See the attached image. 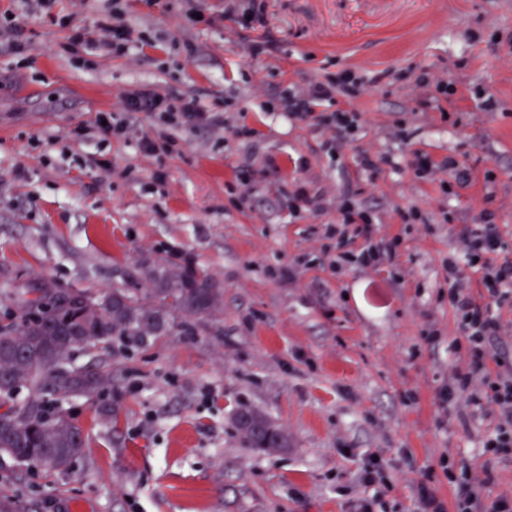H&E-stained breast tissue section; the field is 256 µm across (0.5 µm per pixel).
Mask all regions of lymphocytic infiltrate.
Segmentation results:
<instances>
[{
  "mask_svg": "<svg viewBox=\"0 0 512 512\" xmlns=\"http://www.w3.org/2000/svg\"><path fill=\"white\" fill-rule=\"evenodd\" d=\"M123 16L124 8L120 0H113L111 10L101 15L94 25L96 37H87L85 31L78 30L72 34L71 40L93 49L102 47L120 54L128 52L132 43L131 31L124 24ZM356 92V83L346 73L333 81L312 83L306 94L286 95L281 110L287 117L304 119L311 115L313 102L330 101L338 94L352 97ZM142 112L159 115L168 124L201 125L215 130L224 126L223 112H206L200 109L195 99L169 98L147 88L126 93L121 111H102L97 113L96 118L104 122L105 132L123 137ZM461 241L469 265L482 273L481 289L472 291L460 267L449 264L448 301L455 311L457 329L465 342L469 367L466 372L455 374L444 392V398L450 401L463 396L476 402L481 397H488L498 408L499 423L493 435L486 439L485 451L495 457L512 455V368L501 359L497 360L495 369L487 367L491 344L502 331L495 309L512 296V263L495 260L501 249L497 225L468 226ZM440 465L455 486V512H512V498L485 501L469 471L458 466L451 455H442Z\"/></svg>",
  "mask_w": 512,
  "mask_h": 512,
  "instance_id": "1",
  "label": "lymphocytic infiltrate"
}]
</instances>
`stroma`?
Wrapping results in <instances>:
<instances>
[{
    "instance_id": "35a3bbf8",
    "label": "stroma",
    "mask_w": 512,
    "mask_h": 512,
    "mask_svg": "<svg viewBox=\"0 0 512 512\" xmlns=\"http://www.w3.org/2000/svg\"><path fill=\"white\" fill-rule=\"evenodd\" d=\"M237 2L255 6L252 29L228 0H197V24L187 0H127L137 45L115 57L70 43L107 0H53L38 15L0 0L29 38L18 55L0 37V322L36 282L146 291L148 266L175 256L224 290L220 321L194 334L75 351L73 365L111 369L99 401L113 419L69 401L82 456L46 475L0 454V495L35 512L65 498L84 512H359L370 497L419 512L423 484L452 503L449 453L486 500L512 497V460L482 448L494 404L441 398L467 368L446 270L466 263L461 232L497 224L512 262V0ZM266 37L273 49L253 54ZM345 71L364 80L335 105L359 113L353 135L277 112L283 93ZM144 86L223 109V131L146 112L121 139L95 126ZM147 138L171 152H144ZM418 152L432 177L415 176ZM347 204L369 218L353 248L385 239L390 258L341 259ZM241 404L286 430L288 447L244 443ZM374 457L384 479L367 486Z\"/></svg>"
}]
</instances>
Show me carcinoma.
<instances>
[{
    "label": "carcinoma",
    "mask_w": 512,
    "mask_h": 512,
    "mask_svg": "<svg viewBox=\"0 0 512 512\" xmlns=\"http://www.w3.org/2000/svg\"><path fill=\"white\" fill-rule=\"evenodd\" d=\"M153 288H114L97 296L70 290L62 294L40 283L27 289L24 313L0 324V453L21 466L47 474L63 472L83 453L82 428L66 411L38 398L24 402L16 393L28 388L59 401L88 399L112 384L105 367L78 368L70 363L74 350H92L114 336L143 342L161 336L171 316L186 327L220 319L223 289L201 268L169 259L148 268ZM233 424L242 440L265 453L288 447V434L267 414L240 405Z\"/></svg>",
    "instance_id": "cac0c4a2"
}]
</instances>
